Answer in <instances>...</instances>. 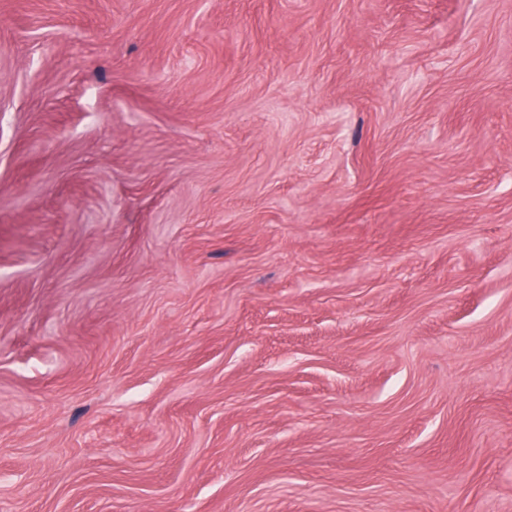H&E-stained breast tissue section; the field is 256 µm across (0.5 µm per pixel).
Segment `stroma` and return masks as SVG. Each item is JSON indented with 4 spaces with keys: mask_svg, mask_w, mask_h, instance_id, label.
I'll list each match as a JSON object with an SVG mask.
<instances>
[{
    "mask_svg": "<svg viewBox=\"0 0 512 512\" xmlns=\"http://www.w3.org/2000/svg\"><path fill=\"white\" fill-rule=\"evenodd\" d=\"M0 512H512V0H0Z\"/></svg>",
    "mask_w": 512,
    "mask_h": 512,
    "instance_id": "35a3bbf8",
    "label": "stroma"
}]
</instances>
